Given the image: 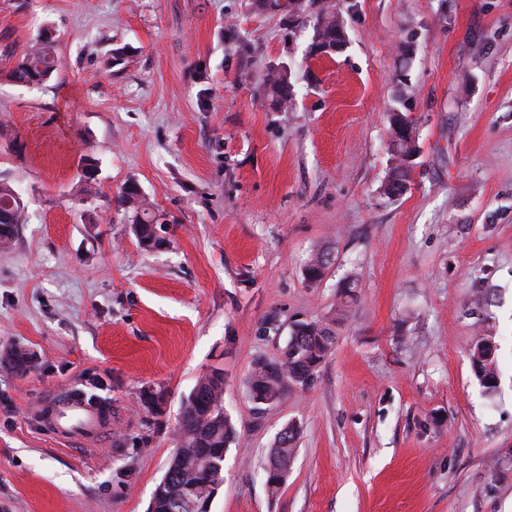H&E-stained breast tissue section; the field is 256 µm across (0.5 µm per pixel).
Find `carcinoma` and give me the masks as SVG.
I'll use <instances>...</instances> for the list:
<instances>
[{
    "instance_id": "carcinoma-1",
    "label": "carcinoma",
    "mask_w": 512,
    "mask_h": 512,
    "mask_svg": "<svg viewBox=\"0 0 512 512\" xmlns=\"http://www.w3.org/2000/svg\"><path fill=\"white\" fill-rule=\"evenodd\" d=\"M258 5L275 9L304 24L315 20L314 51L330 55L345 43L342 21L337 18L336 5L326 0H258ZM55 70L52 47L43 40L35 41L10 70L17 83L39 85ZM260 97L275 109L288 106L291 92L290 73L287 68L268 71L261 84ZM397 133L390 132V145L397 157L390 179L408 180L409 169L405 158L413 155L414 146L396 142ZM117 206L129 214L130 221L142 225L144 240H153L150 223H159V217L145 199L141 198L138 184L130 181L117 196ZM26 204L22 195L6 181L0 180V225L21 224ZM334 343L328 325L310 322L307 329L288 340L284 357L274 362L256 363L249 379L250 389L257 396L269 392L281 397L290 387L307 388L325 362ZM471 365L482 386L492 391L497 386L495 356L489 354V339L481 338L474 344ZM196 396L188 400L177 424V448L165 474L168 486L163 495L153 498L154 512H167L166 497L194 487L195 492L209 497L219 475L213 463H224V451L235 435V429L224 415V379L213 374L199 380ZM295 432L280 438L271 453V460L283 461L292 456Z\"/></svg>"
}]
</instances>
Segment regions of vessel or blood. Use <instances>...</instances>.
<instances>
[{"instance_id": "b4317fda", "label": "vessel or blood", "mask_w": 512, "mask_h": 512, "mask_svg": "<svg viewBox=\"0 0 512 512\" xmlns=\"http://www.w3.org/2000/svg\"><path fill=\"white\" fill-rule=\"evenodd\" d=\"M39 419L42 426L66 438L99 436L106 427L101 403L76 389L46 398Z\"/></svg>"}]
</instances>
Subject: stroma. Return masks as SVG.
I'll return each instance as SVG.
<instances>
[{"mask_svg":"<svg viewBox=\"0 0 512 512\" xmlns=\"http://www.w3.org/2000/svg\"><path fill=\"white\" fill-rule=\"evenodd\" d=\"M334 2L347 45L326 56L255 0H0V180L29 202L0 248V512H148L216 371L236 436L211 512H512V0ZM44 33L51 78L11 81ZM275 66L279 111L259 98ZM396 109L417 141L389 199ZM130 180L167 220L157 246L114 204ZM303 321L333 329L326 361L255 407V363ZM70 387L111 407L104 438L41 426ZM291 86L287 68L271 69L262 81L260 97L272 108L286 107L293 97ZM489 339L481 338L474 344L471 353V365L475 376L482 386L493 391L497 386L495 350L493 355L489 354Z\"/></svg>","mask_w":512,"mask_h":512,"instance_id":"1","label":"stroma"}]
</instances>
